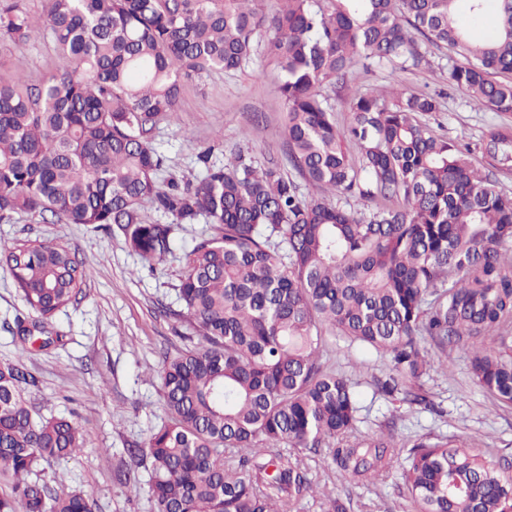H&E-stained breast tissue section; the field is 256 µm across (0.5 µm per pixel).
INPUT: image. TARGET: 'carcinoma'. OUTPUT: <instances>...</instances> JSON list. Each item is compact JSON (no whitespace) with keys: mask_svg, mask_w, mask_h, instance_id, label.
I'll use <instances>...</instances> for the list:
<instances>
[{"mask_svg":"<svg viewBox=\"0 0 512 512\" xmlns=\"http://www.w3.org/2000/svg\"><path fill=\"white\" fill-rule=\"evenodd\" d=\"M258 0H0V39L26 44L47 33L62 62L51 78L0 82V222L34 213L67 224L119 231L148 263L171 250L173 225L149 223V202L177 224L205 218L213 234L189 252L180 280L181 316L197 345L165 358L167 420L145 451L128 450L114 478L128 486L132 464L150 460L151 512H297L307 498L322 512H351L298 455L313 454L352 480L399 466L412 512H512V476L501 458L464 440L397 443L381 432L352 438L359 399L325 369L328 338L361 356L389 361L378 390L425 404L420 383L428 346L467 345L473 382L512 406V354L487 346L512 321V195L418 116L436 95L374 90L349 96L350 121L336 126L324 82L356 62L402 70L431 66L444 44L448 86L476 105L512 112V0H280L266 20ZM492 33L477 38L460 14ZM283 72L284 136L291 166L316 185L306 198L275 164L243 156L211 162L181 189L159 186L156 129L175 111L182 82L248 65L264 25ZM359 158H349L346 145ZM489 151L512 169V134L495 131ZM379 197L368 211L332 201ZM0 266L37 315L17 323L27 340L77 302L89 277L67 246L25 240L0 251ZM36 378L0 366V512H94L82 490L58 492L38 473L80 451L65 417L37 412Z\"/></svg>","mask_w":512,"mask_h":512,"instance_id":"carcinoma-1","label":"carcinoma"}]
</instances>
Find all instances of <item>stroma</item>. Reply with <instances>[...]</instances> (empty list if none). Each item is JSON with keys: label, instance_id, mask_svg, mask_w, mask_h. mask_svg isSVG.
Wrapping results in <instances>:
<instances>
[{"label": "stroma", "instance_id": "35a3bbf8", "mask_svg": "<svg viewBox=\"0 0 512 512\" xmlns=\"http://www.w3.org/2000/svg\"><path fill=\"white\" fill-rule=\"evenodd\" d=\"M432 65L413 71L363 69L354 64L346 87L324 83L337 124L349 118L348 92L379 89L391 93L446 90L438 113L427 118L429 128L468 146L474 164L494 173L498 189L512 194V169L494 170L486 152L491 132L512 128V113L474 109L468 97L448 91V55L431 48ZM59 57L49 36L14 46L0 43V81L25 72L32 81L57 74ZM280 67L275 55L258 47L252 64L241 71H217L185 81L175 112L162 121L154 147L165 158L160 186L193 182L203 171L197 155L211 149L212 160L225 164L237 152L292 173L285 150V111L279 93ZM213 232L206 219L175 225L172 251L161 262L147 265L119 233L80 224L43 221L21 214L0 223V249L27 239L60 243L75 251L90 272L82 297L57 312L52 328L59 339L47 347L21 343L17 320L32 321L10 274L0 268V364L23 363L38 380L31 401L43 415L64 416L78 427L82 447L73 457L45 465L42 479L57 490L82 489L95 500L97 512H149L148 472L139 469L137 487L119 485L113 467L125 448L143 446L166 419L160 371L164 355L193 347L196 332L179 316L177 288L193 246ZM433 365L422 379L428 407L386 397L377 383L386 379L389 362L369 357L359 366L347 345L329 339L322 360L328 369L348 379L361 394L356 436L392 430L396 442L423 436L467 440L502 457L512 467V407L495 402L474 385L467 347L441 353L431 348ZM337 491H349L353 512H408L410 505L394 474L377 480L347 481L333 474Z\"/></svg>", "mask_w": 512, "mask_h": 512}]
</instances>
